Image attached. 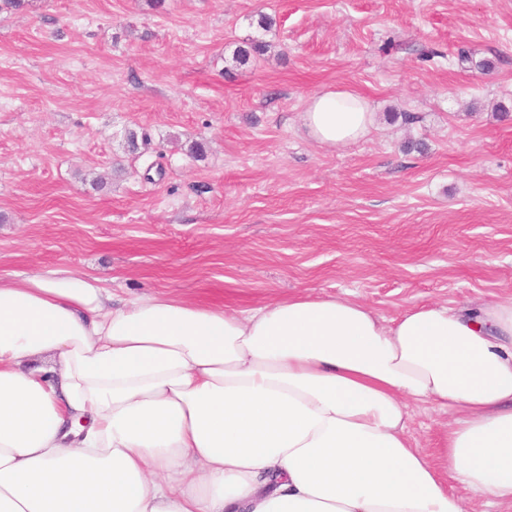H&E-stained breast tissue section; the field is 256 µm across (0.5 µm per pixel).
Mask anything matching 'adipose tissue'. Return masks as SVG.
I'll use <instances>...</instances> for the list:
<instances>
[{"label": "adipose tissue", "instance_id": "ef3b65f1", "mask_svg": "<svg viewBox=\"0 0 512 512\" xmlns=\"http://www.w3.org/2000/svg\"><path fill=\"white\" fill-rule=\"evenodd\" d=\"M355 91L302 124L341 147ZM455 412L436 455L408 405ZM512 512V298L386 320L346 295L246 311L156 293L114 305L59 267L0 279V512Z\"/></svg>", "mask_w": 512, "mask_h": 512}]
</instances>
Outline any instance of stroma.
Listing matches in <instances>:
<instances>
[{"label":"stroma","instance_id":"stroma-1","mask_svg":"<svg viewBox=\"0 0 512 512\" xmlns=\"http://www.w3.org/2000/svg\"><path fill=\"white\" fill-rule=\"evenodd\" d=\"M162 2L0 11L1 278L229 311L347 291L388 320L512 298V0ZM341 87L374 126L318 144L301 114ZM409 412L434 454L453 414Z\"/></svg>","mask_w":512,"mask_h":512}]
</instances>
